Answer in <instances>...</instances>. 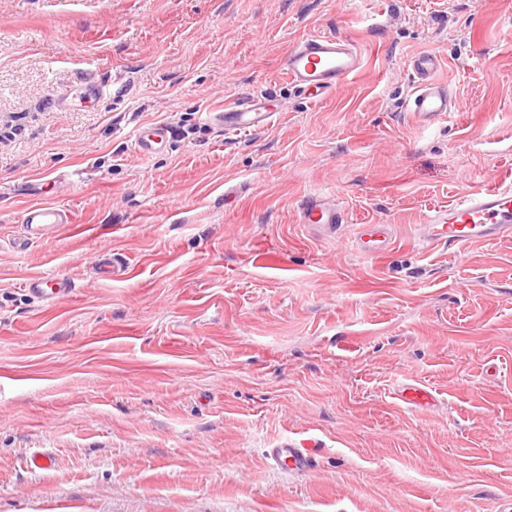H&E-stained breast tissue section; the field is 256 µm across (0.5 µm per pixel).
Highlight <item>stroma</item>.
Wrapping results in <instances>:
<instances>
[{"instance_id": "35a3bbf8", "label": "stroma", "mask_w": 512, "mask_h": 512, "mask_svg": "<svg viewBox=\"0 0 512 512\" xmlns=\"http://www.w3.org/2000/svg\"><path fill=\"white\" fill-rule=\"evenodd\" d=\"M336 33L360 70L307 103L278 68ZM441 61L453 108L425 127L409 60ZM120 72L102 102L57 89ZM257 94L271 126L206 111ZM160 122L145 158L132 134ZM195 126L194 134L181 130ZM0 512H495L512 497V240L429 249L432 207L512 182V0H0ZM388 224L366 256L312 238L301 200ZM73 215L26 254L24 207ZM284 266L255 265V250ZM127 266L94 269L102 254ZM64 273L42 305L32 276ZM410 377L440 405L391 395ZM322 443L291 477L265 449ZM52 455L30 471L29 456ZM171 140V131L162 123H151L139 126L133 133L135 151L144 157H149L158 148L167 145ZM27 294L43 304L55 305L73 295L74 282L65 275H37L24 282Z\"/></svg>"}]
</instances>
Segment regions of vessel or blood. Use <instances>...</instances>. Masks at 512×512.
I'll return each instance as SVG.
<instances>
[{
    "label": "vessel or blood",
    "mask_w": 512,
    "mask_h": 512,
    "mask_svg": "<svg viewBox=\"0 0 512 512\" xmlns=\"http://www.w3.org/2000/svg\"><path fill=\"white\" fill-rule=\"evenodd\" d=\"M359 67L360 55L353 42L335 34L305 36L293 42L280 60V69L289 84L313 103L335 92ZM410 68L417 85L406 105L407 112L427 123L446 117L452 102L446 84L437 77L438 57L430 52L420 53L411 59ZM121 90L117 80L97 78L84 85L83 94L100 99ZM274 114V107L260 95L242 103L226 104L206 113L205 119L224 132L240 133L268 125ZM170 140L169 128L161 123L139 126L133 133L134 149L144 157ZM71 221V214L55 203H34L24 209L21 231L13 238L11 246L16 252H27L34 244L52 239L62 225ZM298 221L307 226L313 237L324 238L337 236L340 229L350 223V217L341 205L317 193L302 200ZM419 237L427 246L448 248L511 239L512 187L482 186L467 192L452 205L432 210L419 227ZM391 241L389 228L384 224L356 225L351 237L353 247L368 256L385 254ZM24 289L41 303L55 305L72 296L74 283L65 275H37L25 281ZM392 395L411 409H432L439 401L432 389L413 379L398 381ZM320 451L316 438H287L266 449L265 456L274 469L304 476L318 467Z\"/></svg>",
    "instance_id": "vessel-or-blood-1"
}]
</instances>
